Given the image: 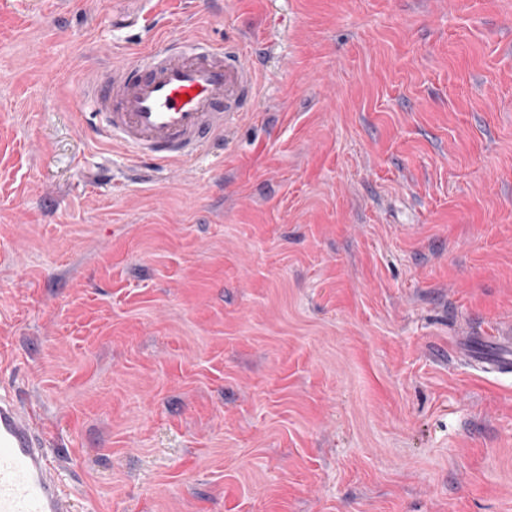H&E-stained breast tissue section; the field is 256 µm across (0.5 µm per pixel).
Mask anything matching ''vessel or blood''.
Here are the masks:
<instances>
[{"label":"vessel or blood","mask_w":512,"mask_h":512,"mask_svg":"<svg viewBox=\"0 0 512 512\" xmlns=\"http://www.w3.org/2000/svg\"><path fill=\"white\" fill-rule=\"evenodd\" d=\"M257 93L239 46L158 36L142 60L93 76L83 96L99 109L95 134L157 168L191 161L223 135ZM61 465L35 415L0 395V512H76Z\"/></svg>","instance_id":"b4317fda"}]
</instances>
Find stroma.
<instances>
[{
	"label": "stroma",
	"instance_id": "1",
	"mask_svg": "<svg viewBox=\"0 0 512 512\" xmlns=\"http://www.w3.org/2000/svg\"><path fill=\"white\" fill-rule=\"evenodd\" d=\"M242 45L138 177L92 73ZM512 0H0V386L77 512H512Z\"/></svg>",
	"mask_w": 512,
	"mask_h": 512
}]
</instances>
